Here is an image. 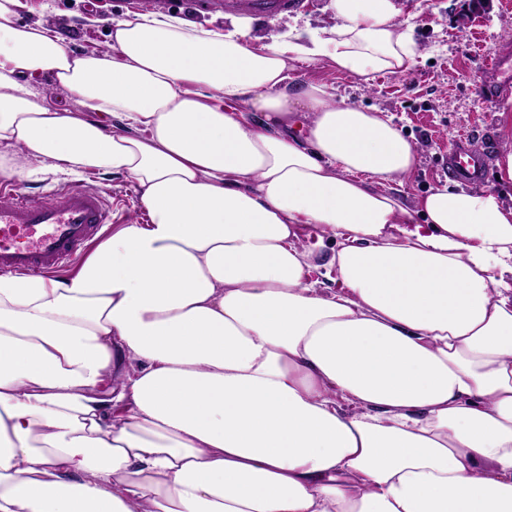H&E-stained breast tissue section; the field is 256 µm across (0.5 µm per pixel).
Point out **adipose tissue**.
Here are the masks:
<instances>
[{
	"label": "adipose tissue",
	"instance_id": "1",
	"mask_svg": "<svg viewBox=\"0 0 512 512\" xmlns=\"http://www.w3.org/2000/svg\"><path fill=\"white\" fill-rule=\"evenodd\" d=\"M19 6L0 177L123 175L149 221L70 274L0 276V512H512V205L401 200L417 151L392 120L288 76L410 71L396 0L261 44L125 14L81 55ZM34 85L59 108H67L70 106L71 98L69 92L56 84L49 78L36 79Z\"/></svg>",
	"mask_w": 512,
	"mask_h": 512
}]
</instances>
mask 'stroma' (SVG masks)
I'll return each mask as SVG.
<instances>
[{
    "mask_svg": "<svg viewBox=\"0 0 512 512\" xmlns=\"http://www.w3.org/2000/svg\"><path fill=\"white\" fill-rule=\"evenodd\" d=\"M19 18L50 26L73 50L105 48L109 18L125 13L175 10L196 23L221 27L232 12L224 0H20ZM414 15L413 39L422 50L405 74L378 73L370 80L345 76L322 64H300L296 80L333 83L337 101L372 107L393 116L403 135L416 146L413 174L398 190L412 201L447 182L448 155L459 139L487 154L489 162L478 182L459 180L464 189H499L496 163L512 148L499 130L498 114L512 110V93L494 94V75L480 70L481 61L512 49V5L506 0H402ZM250 36L266 39L288 32L325 31L333 23L330 0H304L294 11L278 15L249 14ZM81 184L109 198L113 224L138 216V193L123 176L89 173Z\"/></svg>",
    "mask_w": 512,
    "mask_h": 512,
    "instance_id": "1",
    "label": "stroma"
}]
</instances>
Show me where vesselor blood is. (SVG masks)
<instances>
[{"label":"vessel or blood","mask_w":512,"mask_h":512,"mask_svg":"<svg viewBox=\"0 0 512 512\" xmlns=\"http://www.w3.org/2000/svg\"><path fill=\"white\" fill-rule=\"evenodd\" d=\"M241 12L277 13L298 0H226ZM487 160L460 145L448 156L452 175L478 178ZM112 211L101 194L73 184L43 197H30L0 182V270L50 274L64 269L93 240Z\"/></svg>","instance_id":"vessel-or-blood-1"}]
</instances>
